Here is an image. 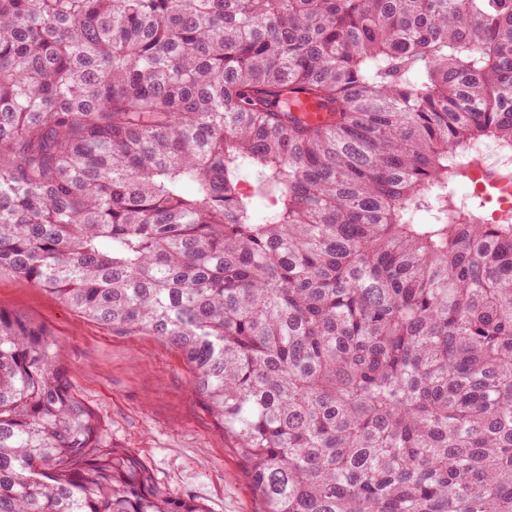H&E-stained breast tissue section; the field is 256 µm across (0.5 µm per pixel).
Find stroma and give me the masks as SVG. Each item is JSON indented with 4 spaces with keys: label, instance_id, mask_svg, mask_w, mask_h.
Listing matches in <instances>:
<instances>
[{
    "label": "stroma",
    "instance_id": "stroma-1",
    "mask_svg": "<svg viewBox=\"0 0 512 512\" xmlns=\"http://www.w3.org/2000/svg\"><path fill=\"white\" fill-rule=\"evenodd\" d=\"M0 308L42 325L72 389L125 449L172 495L208 512H260L234 449L189 389L190 369L161 337L100 324L8 269Z\"/></svg>",
    "mask_w": 512,
    "mask_h": 512
}]
</instances>
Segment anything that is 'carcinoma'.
<instances>
[{"instance_id": "carcinoma-1", "label": "carcinoma", "mask_w": 512, "mask_h": 512, "mask_svg": "<svg viewBox=\"0 0 512 512\" xmlns=\"http://www.w3.org/2000/svg\"><path fill=\"white\" fill-rule=\"evenodd\" d=\"M487 142L512 0H0V268L174 345L261 512H512V222L455 192ZM0 512L206 508L0 309Z\"/></svg>"}]
</instances>
